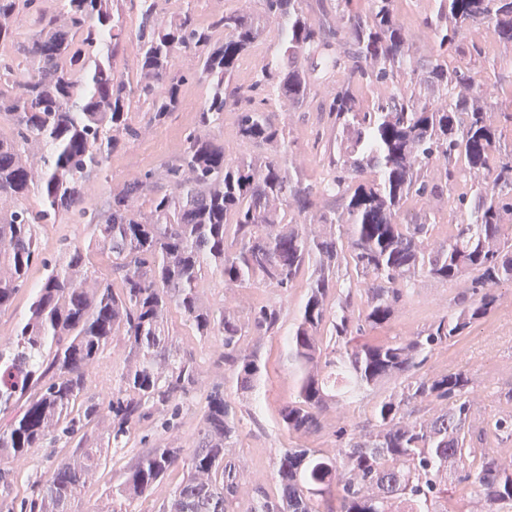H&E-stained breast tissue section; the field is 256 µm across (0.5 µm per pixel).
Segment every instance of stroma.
<instances>
[{
	"mask_svg": "<svg viewBox=\"0 0 512 512\" xmlns=\"http://www.w3.org/2000/svg\"><path fill=\"white\" fill-rule=\"evenodd\" d=\"M208 95L203 83L189 84L184 93L183 104L167 125L155 129L138 144L116 153L107 169L109 180L120 184L128 175L157 166L170 157L176 141L182 140L186 128L195 123L196 114ZM315 127L314 113H296L293 118L295 147L304 161V173L312 180L324 178L319 155L312 147V131ZM91 228L86 224L73 223L65 219L46 227L40 234L39 246L49 257L61 256L64 248L77 243L88 244ZM441 292L443 298L453 299L456 290L448 287L437 289L435 284L423 280L417 283L414 293L408 298L398 322L389 329L376 331L377 339L383 340L398 334H409L422 329L440 313L437 306L426 304L429 294ZM204 297L213 303L223 301L236 306L240 314L267 300L278 299L273 289L256 285L240 288L228 293L220 278H210L203 288ZM169 327L176 336L182 353L191 356L202 372V387L179 404L174 417V426L166 435L168 442L176 448L192 447L202 424L205 397L212 388L223 391L226 399L235 401L242 409L243 429L235 448V455L243 469L245 482L242 499H249L255 486H262L269 495L278 492L275 450L284 440L276 424L278 410L293 398L294 377L283 358L284 339L280 336H250L245 347L258 351L266 365V380L259 394L239 396L231 375L215 356V339H200L189 335L178 311H171ZM127 348L121 342H113L91 374L92 392H111L119 375L127 364ZM462 369L474 381V418L483 420L498 411V396L512 389V288H502L497 310L472 331L450 346L439 349L426 365L427 372ZM375 395L347 405L342 411H328L324 428L319 435L307 438L309 447L331 455L336 451L335 432L339 426L351 428L368 425L372 419ZM157 417H149L132 431L127 447L115 448L108 441L111 433L109 422H101L93 437L106 458L107 464L100 468L88 482L81 496L71 505V512H111L112 489L121 482L123 473L139 453L155 445L159 435ZM62 447L33 448L27 453L24 466L10 486H0V500L12 502L29 495L32 481L46 474L53 461L62 454Z\"/></svg>",
	"mask_w": 512,
	"mask_h": 512,
	"instance_id": "stroma-1",
	"label": "stroma"
}]
</instances>
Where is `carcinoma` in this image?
<instances>
[{"label":"carcinoma","mask_w":512,"mask_h":512,"mask_svg":"<svg viewBox=\"0 0 512 512\" xmlns=\"http://www.w3.org/2000/svg\"><path fill=\"white\" fill-rule=\"evenodd\" d=\"M200 2L0 0V126L12 130L0 136V312L33 267L43 270L0 344V483L10 485L29 449L67 444L101 419L123 448L142 420L197 390L199 369L168 325L173 308L195 335L220 342L236 392L256 391L264 365L242 341L279 335L288 309L269 302L244 317L212 303L201 293L210 274L226 291L305 288L285 339L296 397L278 413L287 437L276 454L278 495L255 488L245 512H512V460L494 453L512 440V409L477 427L471 377L424 371L436 350L496 311L499 287H512V149L501 147L512 110L494 109V86L469 67H448L450 57L482 56L466 42L473 31L512 55V0H434L415 32L397 0H371L367 13L354 0H253L260 8L206 18ZM271 22L279 42L250 84L236 83L240 59ZM130 48L131 76L117 71ZM180 56L190 66L176 71ZM193 82L210 92L179 152L96 187L112 155L164 125ZM304 108L322 123L314 144L329 177L320 182L293 151V116ZM226 111L236 113L228 137ZM233 140L260 152L232 155ZM477 173L483 179L459 198H474L468 218L438 237L433 202ZM32 194L40 207L28 204ZM414 199L421 209L410 217ZM72 216L92 227L120 287L79 244L58 260L40 252V230ZM421 278L463 285L455 306L417 332L360 341L399 319ZM116 338L133 359L97 400L90 369ZM391 382L369 429L336 430L333 455L296 442L319 434L333 406ZM417 403L434 413L414 416ZM241 432L234 404L208 393L194 447L161 438L140 454L112 512H137L131 505L182 463L187 474L158 512H240ZM77 448L31 485L20 512H69L102 461L93 443ZM462 481L481 508L448 497Z\"/></svg>","instance_id":"cac0c4a2"}]
</instances>
